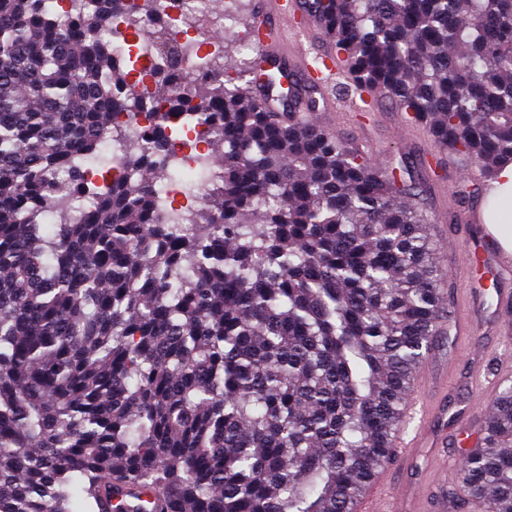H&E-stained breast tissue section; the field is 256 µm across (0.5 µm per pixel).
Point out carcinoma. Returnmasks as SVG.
I'll list each match as a JSON object with an SVG mask.
<instances>
[{
  "mask_svg": "<svg viewBox=\"0 0 512 512\" xmlns=\"http://www.w3.org/2000/svg\"><path fill=\"white\" fill-rule=\"evenodd\" d=\"M150 2L0 0V512H355L444 324L431 222L392 172L271 111L227 43L136 88L113 42L144 40ZM305 13L439 149L489 180L512 164V0ZM120 91L147 125L127 174L92 182ZM173 114L222 157L191 224L157 188L181 175ZM452 495L512 512V383Z\"/></svg>",
  "mask_w": 512,
  "mask_h": 512,
  "instance_id": "carcinoma-1",
  "label": "carcinoma"
}]
</instances>
